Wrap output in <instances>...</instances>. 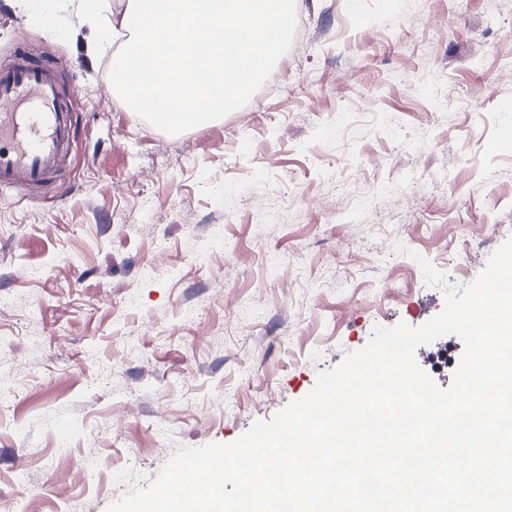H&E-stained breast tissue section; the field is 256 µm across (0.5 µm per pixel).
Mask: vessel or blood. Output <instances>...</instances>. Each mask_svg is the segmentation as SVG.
Masks as SVG:
<instances>
[{"label":"vessel or blood","instance_id":"obj_1","mask_svg":"<svg viewBox=\"0 0 512 512\" xmlns=\"http://www.w3.org/2000/svg\"><path fill=\"white\" fill-rule=\"evenodd\" d=\"M76 123L54 66L21 52L0 67V189L35 192L62 176Z\"/></svg>","mask_w":512,"mask_h":512}]
</instances>
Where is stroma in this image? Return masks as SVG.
I'll return each instance as SVG.
<instances>
[{"mask_svg":"<svg viewBox=\"0 0 512 512\" xmlns=\"http://www.w3.org/2000/svg\"><path fill=\"white\" fill-rule=\"evenodd\" d=\"M297 25L245 106L169 135L63 0H0V63L55 65L79 114L61 190L0 191V512H107L440 313L417 256L466 285L512 237V0H302ZM463 351L416 361L446 389Z\"/></svg>","mask_w":512,"mask_h":512,"instance_id":"obj_1","label":"stroma"}]
</instances>
